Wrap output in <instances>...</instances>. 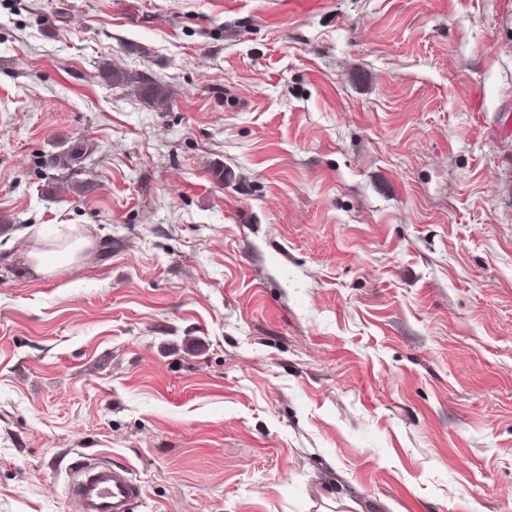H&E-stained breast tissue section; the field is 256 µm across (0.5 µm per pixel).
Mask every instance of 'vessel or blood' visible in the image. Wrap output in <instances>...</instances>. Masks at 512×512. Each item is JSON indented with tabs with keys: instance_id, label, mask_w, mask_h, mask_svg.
<instances>
[{
	"instance_id": "1",
	"label": "vessel or blood",
	"mask_w": 512,
	"mask_h": 512,
	"mask_svg": "<svg viewBox=\"0 0 512 512\" xmlns=\"http://www.w3.org/2000/svg\"><path fill=\"white\" fill-rule=\"evenodd\" d=\"M68 495L77 512H133L142 490L127 470L85 460L75 468Z\"/></svg>"
}]
</instances>
